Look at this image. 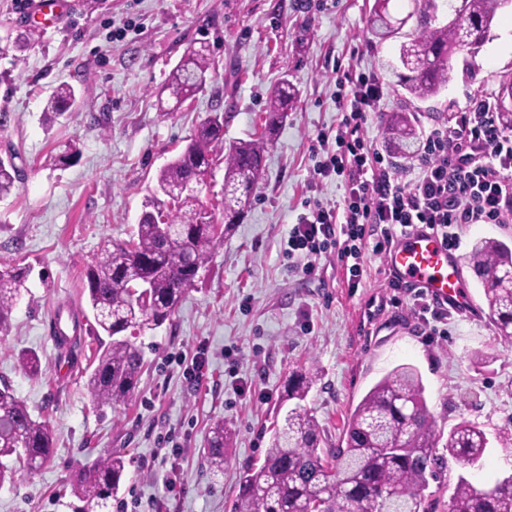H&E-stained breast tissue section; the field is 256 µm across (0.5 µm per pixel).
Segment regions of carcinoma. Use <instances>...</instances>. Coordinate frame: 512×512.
<instances>
[{
    "mask_svg": "<svg viewBox=\"0 0 512 512\" xmlns=\"http://www.w3.org/2000/svg\"><path fill=\"white\" fill-rule=\"evenodd\" d=\"M390 2L374 0L368 25L373 37L383 41L415 19L399 49L401 70L396 76L401 107L385 125V134L409 156L418 143L412 117L419 104L440 99L453 80L456 62L462 63L465 74L475 70L497 11L506 4L505 0H455L448 18L441 21L439 0H410L413 8L403 17L391 13ZM212 65L205 50L188 49L160 92L168 93L173 108H178L204 87ZM75 99L74 88L60 84L46 111L60 116ZM296 99L297 90L289 81L274 87L263 132L228 145L224 115L208 116L184 149L159 170L158 187L169 202L156 198L151 207L160 210L165 223L139 218L128 241L104 247L88 266L89 305L96 325L110 337L86 383L95 406H117L133 395L145 363L135 333L153 330L170 319L199 270L209 263L217 241L231 233L250 208L266 148ZM496 106L501 127L512 130V76L502 82ZM218 157L224 162L220 225L200 197ZM17 178L13 158H1V199L11 193ZM466 261L483 290L497 335L512 341V245L481 238ZM26 276L21 268L0 271V332L7 330ZM315 382L314 374L303 368L289 375L281 403L292 406L283 424L275 428L263 464L242 478L235 512H438L439 501L423 494L428 478L449 459L461 466L473 465L488 448L485 431L470 421L463 419L447 431L437 425L427 406L422 377L410 365H400L380 378L350 413L341 444L323 448L318 422L302 405ZM230 439L224 422L210 427L204 460L211 471H224ZM56 443L50 422L35 418L13 388L1 384L0 487L13 477V468L3 459L13 456L33 470L47 462ZM125 472L124 456L106 450L82 468L72 494L105 508ZM448 512H512V480L501 479L484 488L461 476L448 500Z\"/></svg>",
    "mask_w": 512,
    "mask_h": 512,
    "instance_id": "cac0c4a2",
    "label": "carcinoma"
}]
</instances>
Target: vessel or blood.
<instances>
[{
  "mask_svg": "<svg viewBox=\"0 0 512 512\" xmlns=\"http://www.w3.org/2000/svg\"><path fill=\"white\" fill-rule=\"evenodd\" d=\"M387 265L392 275L451 309L473 303L455 254L433 233L418 230L399 237L389 249Z\"/></svg>",
  "mask_w": 512,
  "mask_h": 512,
  "instance_id": "vessel-or-blood-1",
  "label": "vessel or blood"
}]
</instances>
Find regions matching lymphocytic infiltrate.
Here are the masks:
<instances>
[{
	"mask_svg": "<svg viewBox=\"0 0 512 512\" xmlns=\"http://www.w3.org/2000/svg\"><path fill=\"white\" fill-rule=\"evenodd\" d=\"M336 83L348 94L338 100L335 138L318 139L322 158L315 172L341 177L344 193L333 206L305 204L292 225L288 253L304 258L303 272L313 271V258L333 251L356 288L365 252L387 253L400 236L427 230L453 250L466 225L512 223V132L500 127L491 98L457 112L451 127L430 129L414 176L403 183L365 137L383 97L378 77L345 71ZM389 286L395 303L411 301L430 335H447V309L400 279L390 278Z\"/></svg>",
	"mask_w": 512,
	"mask_h": 512,
	"instance_id": "1",
	"label": "lymphocytic infiltrate"
}]
</instances>
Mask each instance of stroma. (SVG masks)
<instances>
[{"label":"stroma","mask_w":512,"mask_h":512,"mask_svg":"<svg viewBox=\"0 0 512 512\" xmlns=\"http://www.w3.org/2000/svg\"><path fill=\"white\" fill-rule=\"evenodd\" d=\"M374 0H68L56 24L24 15L0 0V157H14L20 176L0 199V270L25 268L8 331L0 333V381L56 430L57 447L38 471L16 468L0 487V512H86L71 492L80 468L104 450L124 455L126 479L109 512H233L239 480L259 466L284 382L298 365L317 383L305 405L328 446L338 443L350 412L396 366L422 375L427 405L442 429L478 423L489 445L473 466L450 464L424 494L447 501L459 477L489 487L512 474V343L496 335L481 288L475 307L448 317V334L426 343L410 303L388 305L379 256L365 254L359 287L347 285L335 255L311 274L290 267L283 251L306 200L335 204L337 177L314 172L320 132L336 129V71L375 73L381 109L367 135L385 156L383 134L399 105V39L376 42L367 31ZM207 45L214 68L205 86L162 115L157 93L188 47ZM512 72V9L504 8L472 75H456L443 97L449 110L421 108V133L448 126L453 114L496 96ZM297 91L266 155L251 208L218 242L175 313L137 339L145 367L124 404L99 408L86 389L107 335H95L84 291L87 267L102 246L129 240L159 169L186 145L211 113L224 115V139L261 132L272 87ZM62 83L77 91L72 112L50 118L44 106ZM77 153L68 154L69 145ZM66 163H59L61 154ZM80 317L82 353L71 361L53 337ZM207 350L199 383H188L174 356ZM36 352L42 374L19 357ZM485 355L475 367V354ZM223 421L233 442L224 471L209 473L206 436ZM177 474L180 488L166 482Z\"/></svg>","instance_id":"35a3bbf8"}]
</instances>
